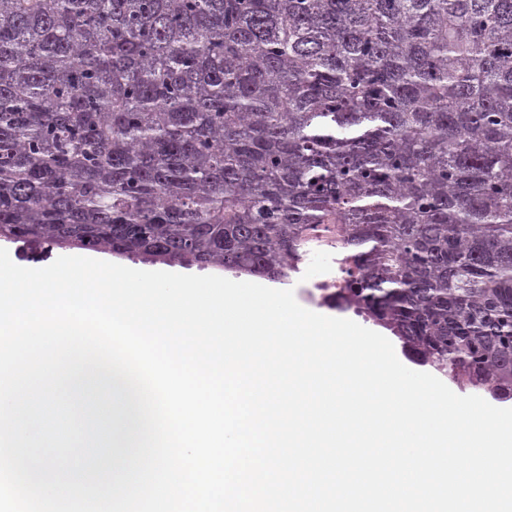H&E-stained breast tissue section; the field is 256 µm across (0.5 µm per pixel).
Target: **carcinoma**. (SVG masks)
<instances>
[{"label": "carcinoma", "instance_id": "cac0c4a2", "mask_svg": "<svg viewBox=\"0 0 512 512\" xmlns=\"http://www.w3.org/2000/svg\"><path fill=\"white\" fill-rule=\"evenodd\" d=\"M512 398V0H0V241L286 285ZM316 242L317 243H315L313 245V250L315 252L323 251L325 253H330L333 257L331 258V261L329 262L328 255L323 254V253H318V254L310 255V258L306 261V264L304 265V268H303V276L306 280H311V279L317 277L321 273L323 267L329 262L327 264L325 270L321 274V277L317 280L309 281L307 286L304 287V288H312V289L305 290V292L307 293L308 296H310L311 293H316V292L318 294L332 293V292L336 291V288H339V282L337 281V277H336L335 253L333 254V250L330 246L331 244L329 243L327 238H324V237H320L319 239L316 240ZM97 259L114 262V263L121 264V265H124L127 267L139 266V265L168 266V265H164V264L143 263V262L132 261V260H128V259H123V260H118L115 258L112 259V256H110L108 254H97ZM168 267L173 268L177 273H180V274L218 275V276H223L225 278H228L230 280H241V281H248V282L260 283V284L263 283V284L267 285L268 287L275 288V289H293L295 298H296L297 302L302 307H304L308 310H311L313 312L325 315V316L350 319L363 327H366L368 329L376 331V332L384 335L385 337H387L392 342L395 352H396V355L399 358V360L408 368H410L412 370L427 372V373L435 375L440 380H442L451 390H453L455 393H457L459 395H472V394L479 395L494 406L501 407V408H512V400H508V401L498 400V399L493 398L489 393H487L483 390H478V389L461 390L447 376H442L441 374L437 373L435 370H433L429 366H421V365H418V364L412 362L404 355V353L401 349L400 342L394 336H391L389 332H387L386 330H383L380 327L373 325L371 322L364 321L361 317L356 316L353 312H351V311L343 312V311H339V310H331L326 307L318 306L314 301L309 300L304 293V288H302V281H301L302 273L299 274V276L288 286H282L280 284H278V285L272 284L263 279L255 278V277H249V276L233 277V276H229V275L224 276V273H219V274L214 273V271H216V270L198 271L195 268L186 269V268H182L178 265H173V266H168ZM324 288H327V290H325Z\"/></svg>", "mask_w": 512, "mask_h": 512}]
</instances>
